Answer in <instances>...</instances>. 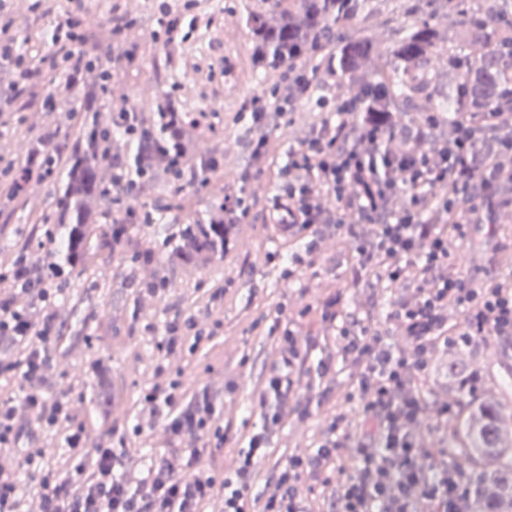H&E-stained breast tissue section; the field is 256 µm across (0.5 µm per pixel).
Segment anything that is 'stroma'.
Masks as SVG:
<instances>
[{
    "label": "stroma",
    "mask_w": 512,
    "mask_h": 512,
    "mask_svg": "<svg viewBox=\"0 0 512 512\" xmlns=\"http://www.w3.org/2000/svg\"><path fill=\"white\" fill-rule=\"evenodd\" d=\"M239 0H213L211 25L189 42L169 48L149 35L137 36L138 56L122 64L114 79L97 88L93 104L66 87L68 71L62 64L46 69L53 79L62 108L42 109L40 86L23 82L0 86V172L15 175L24 165L32 143L44 132L55 131L60 145L73 144L80 122L93 112L105 111L110 102L125 105L167 95L185 114L192 138L193 156L223 158L224 166L207 185H199L197 170L180 181L157 179L146 185L139 201L164 209L179 203L180 222L208 223L211 204L234 185L238 173L251 164L249 121L242 105L256 82L251 64L249 34L238 20ZM87 22L84 42L77 51L99 67L112 65V51L104 49L97 30L110 17V0H82ZM330 108L312 106L306 111L288 109L286 127L275 131L278 156L287 159L311 126L329 116ZM63 183L61 172L44 181H31L26 200H10L0 193V257L20 249L38 231L28 219L29 206L53 216ZM276 169L265 170L259 181L246 188L251 213L238 230L237 249L205 265H184L162 251L161 240L149 232L134 236L114 252L92 253L87 269L53 278L51 310L58 337L52 350V367L46 390L49 397L69 396L75 403V422L82 425L90 443L106 442L112 429L126 430L128 450L123 474L130 480L145 475L165 433L160 419L143 409L140 395L164 368L166 380H177L185 394L207 389L225 424L234 431L224 448L208 456L211 468L234 471L248 435L260 431L262 417L256 395L272 368L281 366L279 309H286L295 328L310 345L296 386L307 417L289 413L270 433V456L261 460V476H269L288 457L311 451L334 413L358 418L356 402L346 399L358 366L339 351L334 328L319 321L323 304L340 296L343 311L372 314L379 326L394 332L386 319L391 292L371 300L368 289L356 282V261L335 235L309 243L307 238L284 239L269 213L278 191ZM512 250V224H472L452 258L472 282L500 272V259ZM162 281L151 291L144 284ZM193 315L210 337L197 351L167 350L160 342L168 323L180 315ZM331 358L326 371L320 359ZM459 359L474 371L477 389L512 405V344L488 336L477 348L464 349ZM141 433H132L133 424ZM18 447L0 453V468L14 470L21 449L30 445L57 453L55 430L35 428L30 420L18 427Z\"/></svg>",
    "instance_id": "obj_1"
}]
</instances>
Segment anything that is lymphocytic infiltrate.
Returning a JSON list of instances; mask_svg holds the SVG:
<instances>
[{
	"instance_id": "obj_1",
	"label": "lymphocytic infiltrate",
	"mask_w": 512,
	"mask_h": 512,
	"mask_svg": "<svg viewBox=\"0 0 512 512\" xmlns=\"http://www.w3.org/2000/svg\"><path fill=\"white\" fill-rule=\"evenodd\" d=\"M29 12L52 17L45 41L47 56L16 51L14 18L0 19V63L15 77L31 81L47 59L69 61V85L88 67L75 48L85 39L86 21L76 8L59 9L57 0H30ZM155 41L174 47L209 25L202 0H161L153 12ZM336 117L311 128L288 163L279 168L281 192L270 215L288 237L317 239L334 232L356 254L365 286L372 293L393 288L387 318L399 327L390 337L370 320L340 313L339 298L327 301L320 319L336 325L341 351L361 365L349 398L358 401L363 422L334 414L313 450L293 456L265 482L256 462L265 457L268 432L288 410L294 383L289 372L307 346L294 329L284 331L283 366L273 369L258 393L264 418L248 439L238 468L218 477L203 462L198 443L212 436L223 448L228 429L207 393L183 401L173 389L154 384L142 393L144 407L162 419L169 439L181 449L155 456L146 475L130 481L121 471L123 446L89 444L73 422L69 398H47L49 348L55 329L50 318L35 320L26 310L0 299V341L17 348L15 360L0 362V375L22 382L24 404L37 426L53 427L63 441V468L45 471L31 489L17 473L0 470V512H26L27 492L41 500L42 512H209L216 494L224 512H470L473 475L436 460L421 466L432 451L418 427L427 413L447 415V399L428 394L434 359L483 337L512 342V276H490L471 283L452 259L470 224L512 219V110L461 112L445 123L437 112L407 121L399 112L362 111L361 93L336 91ZM244 109L253 136L254 161L273 160L271 128L279 106L266 92L249 96ZM141 113L112 108V126L122 138L106 150L112 165V221L133 223L140 178L126 168L123 149L139 141ZM254 171L239 172L238 189L224 191V247L233 249L237 229L250 207L241 191ZM461 318L449 322V311ZM345 472L327 504L303 498L305 481L323 480L331 470Z\"/></svg>"
}]
</instances>
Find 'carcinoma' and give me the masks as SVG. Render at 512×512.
Here are the masks:
<instances>
[{
  "label": "carcinoma",
  "instance_id": "obj_1",
  "mask_svg": "<svg viewBox=\"0 0 512 512\" xmlns=\"http://www.w3.org/2000/svg\"><path fill=\"white\" fill-rule=\"evenodd\" d=\"M388 0H246L239 20L250 35L257 86L265 89L269 74L295 59L319 55L339 82L366 86L379 94L364 101L365 112H406L419 120L425 112H491L512 109V4L483 5L477 0H401L395 4L400 22L394 36L354 37L351 32L383 12ZM458 37L461 51L447 54L439 23ZM448 56V69L437 60ZM112 121L99 113L78 136L63 168L65 180L57 197L54 222L45 225L51 241L64 230L69 269L86 266L91 245L111 249L131 238L135 225L112 235L102 207L112 183V166L99 151ZM173 144L172 131L158 136L148 130L137 149L147 171L160 166L155 147ZM172 257L199 263L224 258V224H185L178 231ZM470 375L457 362L448 363V385L462 389ZM459 435L475 486L472 512H512V411L475 398L465 410Z\"/></svg>",
  "mask_w": 512,
  "mask_h": 512
}]
</instances>
